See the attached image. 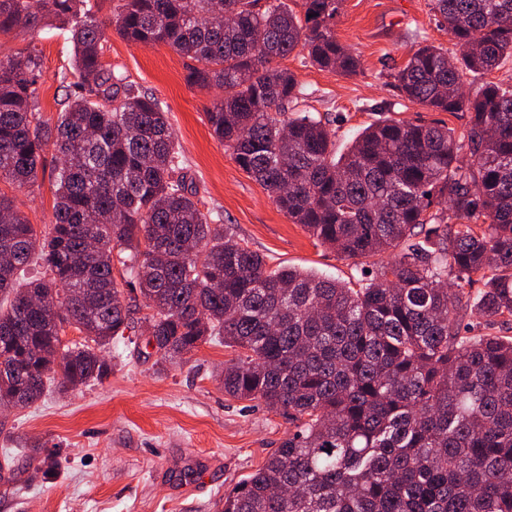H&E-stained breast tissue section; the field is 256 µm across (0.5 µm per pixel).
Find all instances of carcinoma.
I'll list each match as a JSON object with an SVG mask.
<instances>
[{"instance_id": "obj_1", "label": "carcinoma", "mask_w": 512, "mask_h": 512, "mask_svg": "<svg viewBox=\"0 0 512 512\" xmlns=\"http://www.w3.org/2000/svg\"><path fill=\"white\" fill-rule=\"evenodd\" d=\"M79 2L0 0V35L57 20L76 47L53 126L37 52L0 57V183L32 186L50 140L62 155L48 232L0 190V404L104 380L107 346L146 322L163 361L224 342V395L291 425L222 512H512V337L497 331L512 321V87L466 96L460 81L512 57V0H429L460 55L424 46L395 75L413 104L467 110L464 132L384 121L340 155L278 65L301 48L359 71L336 40L339 0H304L302 17L284 0H116L110 19ZM109 24L197 62L187 84L224 87L206 116L238 166L320 245L379 258L370 272L354 285L272 268L234 240L182 172L160 102L105 71ZM33 265L44 275L25 277Z\"/></svg>"}]
</instances>
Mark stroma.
Here are the masks:
<instances>
[{
  "label": "stroma",
  "instance_id": "stroma-1",
  "mask_svg": "<svg viewBox=\"0 0 512 512\" xmlns=\"http://www.w3.org/2000/svg\"><path fill=\"white\" fill-rule=\"evenodd\" d=\"M335 31L359 56L357 74L323 71L296 54L280 65L304 89L301 108L335 131L337 151L378 121L438 122L458 133L467 127L468 111L412 104L394 78L420 45L440 46L452 59L459 54L429 0H341ZM102 43L103 64L167 111L199 198L232 225L237 240L272 265L359 279L360 260L317 245L214 136L206 114L223 88L189 86L186 58L165 45L134 44L109 28ZM31 46L43 71L39 111L53 124L67 107L59 75L72 69L73 44L50 25L34 42L22 31L0 36L1 56ZM57 165V149L47 144L35 186L15 194L41 232L53 220ZM106 356L112 372L103 382L50 389L28 408L0 407V512H221L225 492L288 436L284 416L260 401L225 396L220 374L233 353L223 343L164 364L142 339L112 344Z\"/></svg>",
  "mask_w": 512,
  "mask_h": 512
}]
</instances>
